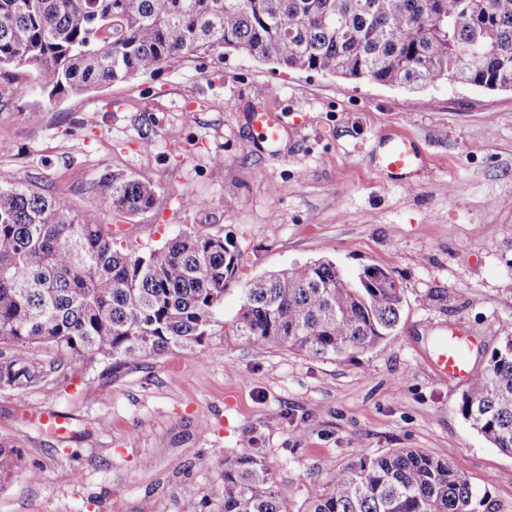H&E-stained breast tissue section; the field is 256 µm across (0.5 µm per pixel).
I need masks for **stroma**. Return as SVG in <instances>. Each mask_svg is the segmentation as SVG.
Masks as SVG:
<instances>
[{"label":"stroma","instance_id":"obj_1","mask_svg":"<svg viewBox=\"0 0 512 512\" xmlns=\"http://www.w3.org/2000/svg\"><path fill=\"white\" fill-rule=\"evenodd\" d=\"M0 99L11 146L1 185L68 194L141 250L193 231L238 246L220 321L234 320L249 279L317 259L352 279L386 269L404 298L397 335L351 359L214 336L197 356L57 367L50 348L32 346L46 377L23 393L0 387V438L23 457L0 487V512H221L210 489L225 460L255 444L288 490V512H304L337 466L390 448L464 460L480 512H512V456L459 414L465 383L430 365L456 330L473 338L469 365L480 371L512 323V91L407 90L227 52L53 105L21 68L0 78ZM269 109L282 129L263 146L251 115ZM400 134L421 153L402 179L377 161ZM118 170L156 183L151 210L100 203L92 182ZM188 198L207 206L188 209ZM49 412L69 417L66 435L42 431Z\"/></svg>","mask_w":512,"mask_h":512}]
</instances>
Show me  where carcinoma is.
Here are the masks:
<instances>
[{"mask_svg": "<svg viewBox=\"0 0 512 512\" xmlns=\"http://www.w3.org/2000/svg\"><path fill=\"white\" fill-rule=\"evenodd\" d=\"M243 52L285 69L423 88L458 79L512 88V0H0V69H30L62 101L151 74L198 54ZM98 199L125 215L151 209L157 186L102 174ZM243 253L224 237L184 233L141 252L124 248L94 209L34 185H0V386L44 378L36 344L56 361L101 356L115 367L211 336L284 346L318 359L352 358L397 331L402 290L351 281L321 259L250 279L230 331L216 318ZM512 456V331H504L458 405ZM22 461L0 439V486ZM222 512H287L264 449L224 463L211 487ZM460 460L418 448L364 452L329 473L305 512H479Z\"/></svg>", "mask_w": 512, "mask_h": 512, "instance_id": "obj_1", "label": "carcinoma"}]
</instances>
